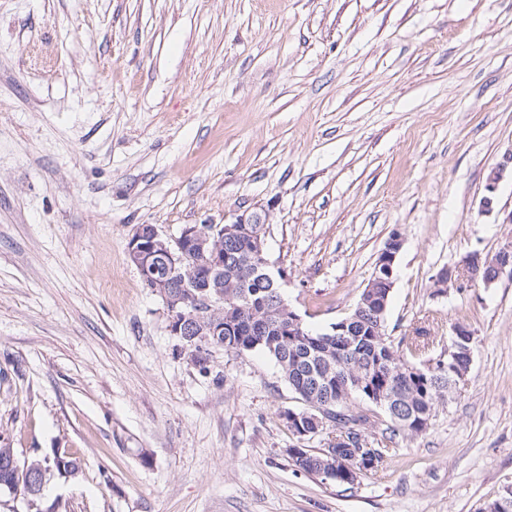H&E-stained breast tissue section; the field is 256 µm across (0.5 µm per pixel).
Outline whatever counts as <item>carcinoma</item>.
Listing matches in <instances>:
<instances>
[{
  "mask_svg": "<svg viewBox=\"0 0 512 512\" xmlns=\"http://www.w3.org/2000/svg\"><path fill=\"white\" fill-rule=\"evenodd\" d=\"M224 317L236 321L234 329L224 332L214 347L226 352L243 354L261 351L271 357L279 367L283 380L307 406L297 414L320 415L324 410L335 422L340 434L357 435L354 424L369 421L363 412L349 414L342 405L353 397L380 408L386 416L382 439L376 441V454L362 460V465L374 471L391 456L390 445L399 434L418 435L424 429L418 421L433 415L440 402L447 397L448 373L430 371L423 366V359L429 352V337L422 330L416 335L403 337L393 344L387 334L369 336L367 332L376 325V320L386 321L387 315L377 318L368 311L354 308L351 315L358 317V328L364 336H351V347L336 349V342L343 337L334 329L313 332L304 329L301 336L282 335L285 320L282 318L281 289L273 288L253 268L250 245L240 243L226 249L224 260ZM262 305L268 316L257 326L249 324L250 308ZM330 371L339 378L332 392L314 391L309 388L311 371ZM363 380V389L354 387V379ZM377 393L384 391L393 397L392 402L377 403L367 390ZM336 456L337 470L355 467L351 449L347 444L332 446ZM294 465L300 470L317 474L339 484L347 483L343 475H330L321 466L326 456L302 448L296 454H289Z\"/></svg>",
  "mask_w": 512,
  "mask_h": 512,
  "instance_id": "carcinoma-1",
  "label": "carcinoma"
}]
</instances>
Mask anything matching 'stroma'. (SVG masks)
Returning <instances> with one entry per match:
<instances>
[{
  "label": "stroma",
  "mask_w": 512,
  "mask_h": 512,
  "mask_svg": "<svg viewBox=\"0 0 512 512\" xmlns=\"http://www.w3.org/2000/svg\"><path fill=\"white\" fill-rule=\"evenodd\" d=\"M503 169L492 211L481 208ZM324 331L392 231V340L475 332L464 383L354 485L308 474L260 352L192 362L128 256L253 207ZM512 0H0V448H64L63 512H480L512 487ZM485 272V277L481 279L480 272ZM509 273L512 276V242L500 248L492 257L482 258L479 254L471 255L464 263L461 271L445 269L437 279L438 286H444L448 283L457 284L462 288L465 282L480 281L485 288L495 284L501 275Z\"/></svg>",
  "instance_id": "1"
}]
</instances>
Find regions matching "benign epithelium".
Masks as SVG:
<instances>
[{
  "instance_id": "benign-epithelium-1",
  "label": "benign epithelium",
  "mask_w": 512,
  "mask_h": 512,
  "mask_svg": "<svg viewBox=\"0 0 512 512\" xmlns=\"http://www.w3.org/2000/svg\"><path fill=\"white\" fill-rule=\"evenodd\" d=\"M258 224H267L266 211L254 207L236 215L230 222L216 223L209 220L203 224L186 225L179 236L174 238L163 236L153 225H144L137 228L129 239L128 254L131 261L148 287L166 302L170 314V330L184 343L190 360L195 363L203 358L204 343L224 335V312L216 309L203 319L186 314L184 308L192 302L199 303V297L185 283L177 282L179 266L195 261L205 266L208 275L217 274L224 269L225 248L248 241L252 245L251 255L257 272L273 287H283L286 276L283 271L274 269L267 258L264 243L256 229ZM401 248V235L392 233L375 264V276L385 275V283L389 288L394 287V263ZM505 273L512 275V243L500 248L491 257L471 255L460 271L444 270L437 279V285L453 283L461 288L466 283L479 281L489 288ZM461 339L472 344L473 332L468 326L457 324L452 329L443 357L427 363L432 369H448L450 392L463 383L467 376V372L448 368L444 363L446 359H455ZM0 464L21 471L25 476L24 486L8 483L7 490L15 496L23 495L28 509L45 512L40 506L46 479L45 469L29 459L20 460L12 448H0Z\"/></svg>"
}]
</instances>
